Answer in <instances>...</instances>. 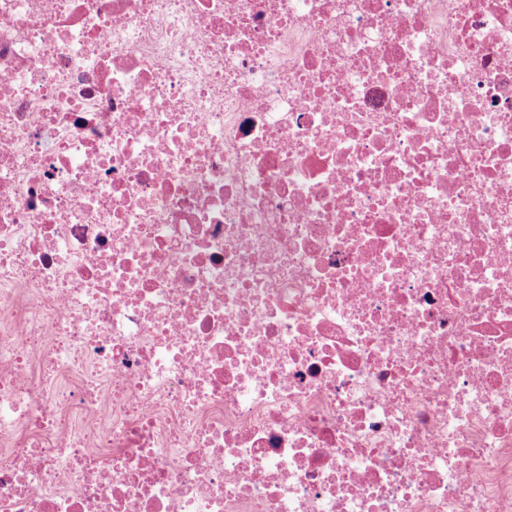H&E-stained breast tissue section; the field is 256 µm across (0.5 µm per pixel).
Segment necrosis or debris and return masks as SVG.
Wrapping results in <instances>:
<instances>
[{
  "mask_svg": "<svg viewBox=\"0 0 512 512\" xmlns=\"http://www.w3.org/2000/svg\"><path fill=\"white\" fill-rule=\"evenodd\" d=\"M0 512H512V0H0Z\"/></svg>",
  "mask_w": 512,
  "mask_h": 512,
  "instance_id": "4bbe7bcc",
  "label": "necrosis or debris"
}]
</instances>
